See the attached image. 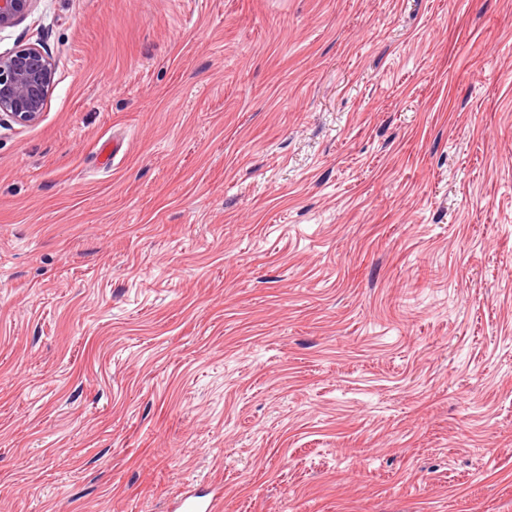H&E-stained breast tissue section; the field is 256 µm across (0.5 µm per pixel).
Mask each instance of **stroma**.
I'll use <instances>...</instances> for the list:
<instances>
[{"mask_svg":"<svg viewBox=\"0 0 512 512\" xmlns=\"http://www.w3.org/2000/svg\"><path fill=\"white\" fill-rule=\"evenodd\" d=\"M29 44L0 512H512V0H36ZM185 492L184 497L174 511L176 512H221L224 508V490L215 488L205 495H200L191 489Z\"/></svg>","mask_w":512,"mask_h":512,"instance_id":"1","label":"stroma"}]
</instances>
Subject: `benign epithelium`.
Masks as SVG:
<instances>
[{"label":"benign epithelium","instance_id":"benign-epithelium-1","mask_svg":"<svg viewBox=\"0 0 512 512\" xmlns=\"http://www.w3.org/2000/svg\"><path fill=\"white\" fill-rule=\"evenodd\" d=\"M34 0H0V30L27 17ZM54 67L36 45L0 55V113L18 124L36 122L53 87Z\"/></svg>","mask_w":512,"mask_h":512}]
</instances>
